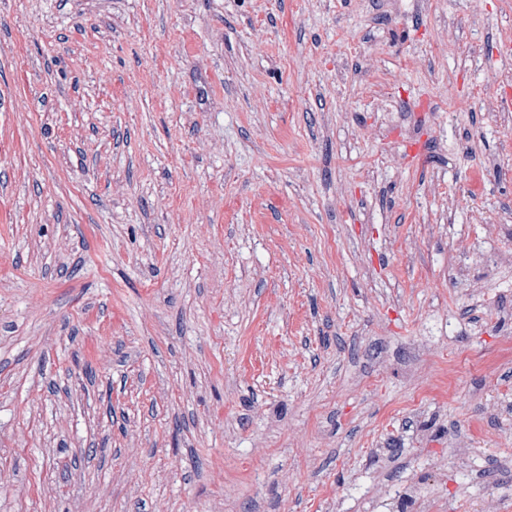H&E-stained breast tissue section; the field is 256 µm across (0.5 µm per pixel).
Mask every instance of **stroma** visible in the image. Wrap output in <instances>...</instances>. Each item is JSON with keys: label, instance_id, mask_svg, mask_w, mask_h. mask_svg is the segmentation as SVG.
Masks as SVG:
<instances>
[{"label": "stroma", "instance_id": "stroma-1", "mask_svg": "<svg viewBox=\"0 0 512 512\" xmlns=\"http://www.w3.org/2000/svg\"><path fill=\"white\" fill-rule=\"evenodd\" d=\"M512 0H0V512H512Z\"/></svg>", "mask_w": 512, "mask_h": 512}]
</instances>
